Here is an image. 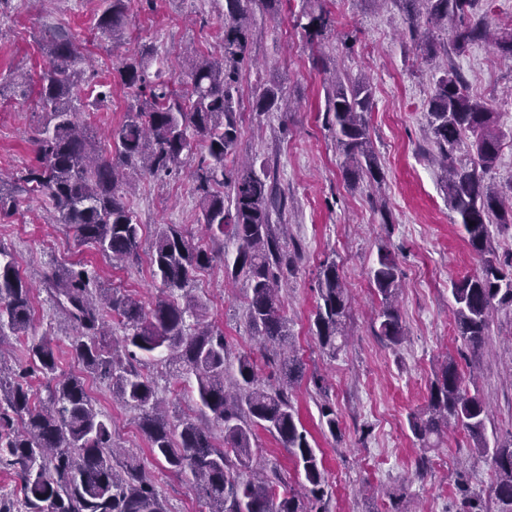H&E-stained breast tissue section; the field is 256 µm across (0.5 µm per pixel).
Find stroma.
Wrapping results in <instances>:
<instances>
[{
  "instance_id": "obj_1",
  "label": "stroma",
  "mask_w": 512,
  "mask_h": 512,
  "mask_svg": "<svg viewBox=\"0 0 512 512\" xmlns=\"http://www.w3.org/2000/svg\"><path fill=\"white\" fill-rule=\"evenodd\" d=\"M100 7V0H0V83L7 87L0 98V176L19 175L31 164L33 140L46 122L36 87L14 78L39 73V43L47 27L58 25L75 36L93 73L112 83L105 102L84 93L79 114L94 148L104 155L112 150L110 128L123 121L135 101L134 91L116 72L120 61L152 47V69L177 82L187 72V49L214 53L223 35L224 0H130L125 34L113 41L93 29ZM318 7L331 11L336 23L317 47L296 18ZM250 9L249 59L239 83L237 155L254 159L256 167L274 175L284 201L281 214L273 218L288 227L281 240L289 258L282 274L288 284L282 308L304 363L292 399L323 460L328 483L324 510L459 512L460 469L470 490L491 501L493 471L475 453L467 432L449 428L440 447L424 448L408 423L410 415L426 409L434 375L449 357L470 393L488 405L485 440L512 435V307L494 311L492 340L480 354H472L454 331L451 282L475 273L479 258L448 204L444 174L433 163V147L424 136L438 72L411 41L405 16L393 0H285L275 14L253 0ZM432 35L438 54L447 55L470 93L487 101L497 115L503 141L487 181L499 186L512 182V64L487 41L459 51L450 32L436 29ZM336 71L372 87L368 124L379 182L365 177L351 182L343 175V157L326 118ZM272 84L281 88L290 109L256 112V99ZM121 192L141 226L139 259L122 266L112 265L90 246L77 245L64 225L51 223L44 201L22 200L15 213L0 219V246L12 254L33 289L28 333L57 337L59 376L80 373L81 366L68 349L70 322L47 299L45 270L84 264L104 286L128 290L153 307L161 294L150 260L159 224L176 225L211 242L215 260L197 273L188 293L203 303V321L223 330L232 351L259 352L246 315L247 283L225 273L237 244L208 233L189 171L146 175L123 185ZM383 246L402 271L396 305L406 337L398 346L388 345L373 330L379 298L369 271ZM327 259L336 261L352 296L349 337L333 357L321 349L314 327L317 274ZM138 367L153 377L172 416L201 418L193 375L174 372L159 352L141 357ZM316 374L327 379V396L314 387ZM87 387L98 408L111 417L116 443L154 473L170 512H208L191 475L173 474L152 458L138 428V410L113 400L105 382L91 378ZM326 400L336 411L340 435H331L320 423ZM253 453L266 472L295 478L291 455L268 431L257 429Z\"/></svg>"
}]
</instances>
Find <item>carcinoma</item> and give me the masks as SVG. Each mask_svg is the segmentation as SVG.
Listing matches in <instances>:
<instances>
[{"label": "carcinoma", "instance_id": "cac0c4a2", "mask_svg": "<svg viewBox=\"0 0 512 512\" xmlns=\"http://www.w3.org/2000/svg\"><path fill=\"white\" fill-rule=\"evenodd\" d=\"M98 33L119 37L125 28L129 0H102ZM412 33L420 38L424 59L436 57L434 45L418 22L451 25L456 49L489 35L487 16L474 23L464 19L479 0H397ZM247 0H224V38L217 57L198 55L186 79L174 89L150 78L146 53L125 57L117 72L136 90L138 105L113 128L115 157L93 154L85 127L77 119L82 92L84 57L71 35L48 32L41 50L45 64L38 77V98L47 122L34 139L36 163L18 178L9 195L0 192V213L16 208L19 197H40L50 205L55 223L73 231L75 241L89 245L108 259L133 262L138 257L140 224L118 192L119 168L145 173L185 166L199 139L203 154L192 171L202 218L212 234L229 235L237 243L230 275L249 284L246 315L260 344L272 348L269 360L278 380L265 384L257 375L252 353L230 355L219 328L197 322L202 305L188 295L194 274L214 259L207 244L196 242L172 224L158 225L152 245V265L162 283L163 297L150 310L120 290L99 287L84 270L54 267L44 274L55 306L75 327L69 347L87 373L112 387V396L140 411V427L151 455L176 474L189 473L208 512H309L326 485L322 459L309 443L291 399L293 385L303 375V363L293 350L288 320L282 312L279 279L288 259L273 232L272 215L283 202L270 173L253 167H228L240 136L237 119L241 64L249 48ZM310 43L321 42L334 26L330 11L303 14ZM498 52L512 60V24L494 33ZM282 98L270 86L256 102L268 111ZM372 108L369 83H347L339 76L327 97L326 112L343 156L344 177L378 180L380 168L371 147L367 115ZM429 140L447 172L448 205L458 215L467 241L480 258L479 271L451 282L457 335L473 351L490 332V318L502 305L512 306V257L500 259L489 226L512 224V183L504 191L486 183L496 164L502 133L489 105L467 90L463 76L442 68L427 112ZM473 153L458 164L454 152ZM370 280L380 297L375 334L392 345L406 335L396 307L401 271L395 257L382 248ZM315 335L332 356L346 342L351 295L336 262L324 261L317 280ZM116 320L123 335L114 334L107 318ZM31 320V286L19 275L12 255L0 247V342L7 334L27 333ZM132 347L143 354L168 351L169 365L195 376L201 410L224 432V446L212 431L192 419L173 423L162 412L154 380L143 374L116 348ZM57 344L52 336L34 337L22 354L32 371L46 379V396L36 402L25 383L26 369L7 366L0 352V464L12 466L22 499L0 498V512H169L152 473L136 458L119 462L112 438V421L99 411L84 379H57ZM488 406L469 394L453 359L442 363L430 386L427 408L410 417L413 435L425 448L435 447L448 427L464 429L476 441V451L490 458L495 474L496 512H512V436L490 447L482 439ZM322 426L340 433L336 411L321 406ZM262 428L288 449L304 494L283 478L259 476L253 470L254 431ZM283 492H277L278 487Z\"/></svg>", "mask_w": 512, "mask_h": 512}]
</instances>
